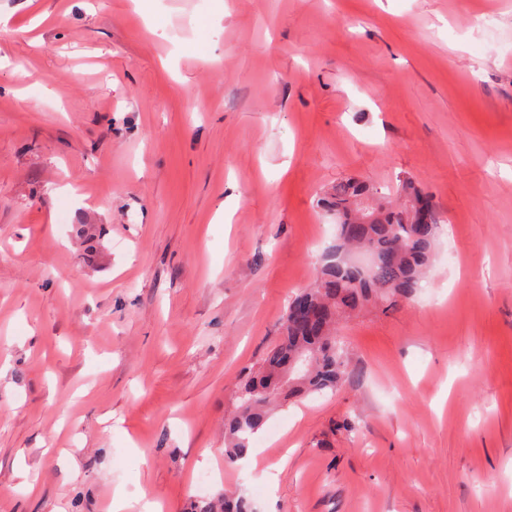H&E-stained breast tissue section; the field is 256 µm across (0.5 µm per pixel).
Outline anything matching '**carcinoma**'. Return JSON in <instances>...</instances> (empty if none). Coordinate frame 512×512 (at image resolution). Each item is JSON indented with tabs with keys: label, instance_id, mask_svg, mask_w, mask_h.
Returning a JSON list of instances; mask_svg holds the SVG:
<instances>
[{
	"label": "carcinoma",
	"instance_id": "obj_1",
	"mask_svg": "<svg viewBox=\"0 0 512 512\" xmlns=\"http://www.w3.org/2000/svg\"><path fill=\"white\" fill-rule=\"evenodd\" d=\"M323 206L336 215L339 228L335 260L314 287L288 301L280 341L241 381L239 406L224 418L230 462L251 452L270 407L334 390L348 378L347 358L333 334L341 315L412 298L432 262L441 221L433 197L415 179L401 180L393 201L349 177L336 184ZM193 512H251V506L242 497H226L219 505L197 501Z\"/></svg>",
	"mask_w": 512,
	"mask_h": 512
}]
</instances>
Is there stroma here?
Masks as SVG:
<instances>
[{
    "label": "stroma",
    "mask_w": 512,
    "mask_h": 512,
    "mask_svg": "<svg viewBox=\"0 0 512 512\" xmlns=\"http://www.w3.org/2000/svg\"><path fill=\"white\" fill-rule=\"evenodd\" d=\"M350 176L419 181L433 262L227 465ZM118 494L512 512V0H0V512Z\"/></svg>",
    "instance_id": "obj_1"
}]
</instances>
